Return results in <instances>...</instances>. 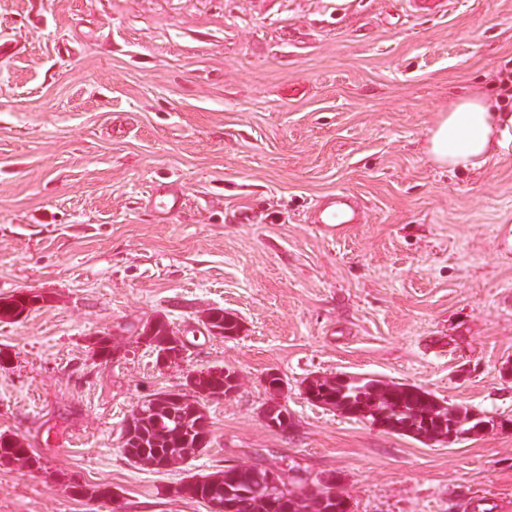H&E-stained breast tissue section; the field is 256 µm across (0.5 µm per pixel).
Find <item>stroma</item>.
Listing matches in <instances>:
<instances>
[{
	"label": "stroma",
	"instance_id": "stroma-1",
	"mask_svg": "<svg viewBox=\"0 0 512 512\" xmlns=\"http://www.w3.org/2000/svg\"><path fill=\"white\" fill-rule=\"evenodd\" d=\"M501 70L512 0H0V299L39 298L0 322V433L41 458L0 465V512H209L186 476L294 464L352 512H512V428L426 445L303 389L368 374L512 421V152L451 174L423 151ZM338 190L368 218L331 241L306 212ZM213 308L239 333L181 364L137 340ZM214 366L239 387L208 402L209 447L128 461L131 410ZM271 371L285 432L259 417ZM313 483H315L318 487L317 494L321 495L323 498L327 500L326 507H335V511H328V512H351L352 510L349 508L350 504L344 503L345 501H348L347 498L339 491H336V499L338 501L342 502H331V499L333 498V493L336 489V483H338L336 479V474L329 473V474H323L320 477H315L311 480ZM349 508V509H348Z\"/></svg>",
	"mask_w": 512,
	"mask_h": 512
}]
</instances>
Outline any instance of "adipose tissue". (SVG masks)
Instances as JSON below:
<instances>
[{"mask_svg":"<svg viewBox=\"0 0 512 512\" xmlns=\"http://www.w3.org/2000/svg\"><path fill=\"white\" fill-rule=\"evenodd\" d=\"M511 149L512 113L478 89L437 113L425 143L431 161L451 171L481 169Z\"/></svg>","mask_w":512,"mask_h":512,"instance_id":"ef3b65f1","label":"adipose tissue"}]
</instances>
